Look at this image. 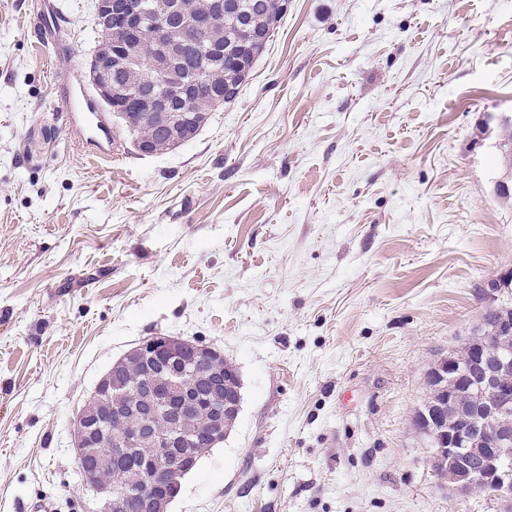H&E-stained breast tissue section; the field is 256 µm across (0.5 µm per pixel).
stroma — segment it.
Here are the masks:
<instances>
[{"mask_svg": "<svg viewBox=\"0 0 512 512\" xmlns=\"http://www.w3.org/2000/svg\"><path fill=\"white\" fill-rule=\"evenodd\" d=\"M0 0V512H85L73 421L136 343L235 367L241 409L169 512H512L432 474L414 415L512 271L494 129L512 0H288L235 101L166 154L111 161L58 110L59 49Z\"/></svg>", "mask_w": 512, "mask_h": 512, "instance_id": "stroma-1", "label": "stroma"}]
</instances>
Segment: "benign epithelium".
Wrapping results in <instances>:
<instances>
[{"instance_id":"benign-epithelium-1","label":"benign epithelium","mask_w":512,"mask_h":512,"mask_svg":"<svg viewBox=\"0 0 512 512\" xmlns=\"http://www.w3.org/2000/svg\"><path fill=\"white\" fill-rule=\"evenodd\" d=\"M224 6V0H208L203 12L194 19L177 24L166 13L149 18L129 0H108L101 18L105 36L90 63L89 85L102 102L114 105V116L118 120H130L132 113L126 108L132 97L141 119L159 120L164 135L171 141L178 140L175 122L193 121L188 89L208 84L210 71H175L172 65L175 46L188 39L196 41L203 49L213 44V32L222 23ZM114 32L129 41L147 36L154 45V54L136 61L138 71L147 77V87L133 95L128 91L118 92L112 86V66L127 61L125 44L112 39ZM176 101L183 105L178 118L170 115ZM187 344L189 341L184 339L151 336L137 348L140 360H162L165 365L143 379L144 405L131 414L127 435L112 438V412L120 411L121 400L126 397L125 388L113 385L116 370L121 367L119 361L98 383L99 389L112 391V410L102 414L99 405L88 404L74 420L73 445L79 469H84L82 450L85 443L98 439L110 446L102 463L114 467V475L111 484L93 489L100 504L98 512H118L131 498L137 499L139 512H167V506L173 500V489L179 487L180 480L190 469L189 432L195 429L191 410L203 398L193 386L177 385L179 375L206 380L214 390L206 404L219 428L212 434L215 442L223 440L224 420L237 414L240 399L218 398L219 380L210 372L198 370V360L190 362L184 358ZM473 359L480 369L479 381L473 386L479 389L481 397L466 417V424L455 430H443L437 426L438 416L428 421L427 437L439 466L433 474L447 482L456 495L477 482H493L501 487L499 498L512 502V428L497 423L499 416L512 412V356L492 351L482 343L474 346ZM465 376L466 373L457 368L454 355L450 354L428 373L427 381L438 382L439 388L446 390L448 405L452 406L458 388L473 387ZM475 431L484 434L481 448L471 447V436ZM133 447L142 449L145 457L143 470L136 473L121 466L127 449ZM168 459L174 460L175 466L166 487L151 493L143 491L141 485L154 483L155 469Z\"/></svg>"}]
</instances>
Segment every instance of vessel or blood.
Masks as SVG:
<instances>
[{"label":"vessel or blood","mask_w":512,"mask_h":512,"mask_svg":"<svg viewBox=\"0 0 512 512\" xmlns=\"http://www.w3.org/2000/svg\"><path fill=\"white\" fill-rule=\"evenodd\" d=\"M62 13L60 0H53L47 13L38 15V25L45 40L58 42L59 19ZM59 103L67 112L72 126L80 138H87L90 129L100 131V138L94 139L97 157L108 159L112 156V135L104 113L99 110L88 92H77L72 80H65L60 86Z\"/></svg>","instance_id":"1"}]
</instances>
